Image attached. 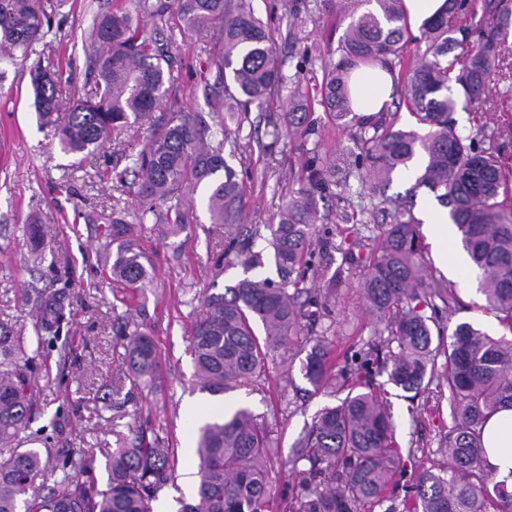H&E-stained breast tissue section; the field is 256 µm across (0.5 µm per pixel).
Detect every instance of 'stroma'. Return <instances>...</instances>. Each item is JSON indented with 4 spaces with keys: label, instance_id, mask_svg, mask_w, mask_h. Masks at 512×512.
I'll return each mask as SVG.
<instances>
[{
    "label": "stroma",
    "instance_id": "stroma-1",
    "mask_svg": "<svg viewBox=\"0 0 512 512\" xmlns=\"http://www.w3.org/2000/svg\"><path fill=\"white\" fill-rule=\"evenodd\" d=\"M135 9L137 0H63L50 9L49 27L36 52L5 65L0 77V320L22 334H30L34 318L22 302L31 279L28 246L17 227L29 215L39 214L46 241L53 249L54 266L43 267L44 282L66 293V319L57 340L41 349L35 359V389L42 412L33 429L52 438L54 454L96 451L94 475L99 487L108 482L104 449L126 444L132 426L142 427L147 437H160L174 448L176 478L160 492V500L176 499L186 482L194 480L198 460L187 452L195 445V424L184 412L187 400L196 398L209 407L243 405L266 415L273 444L278 451L272 477L277 493L290 492L291 446L310 423L313 414L327 404L326 396L309 394V385L294 362L301 342L279 351L267 371L268 382L243 384L213 396L201 391L195 374L191 337L202 314L203 296L212 286L234 284L243 276L235 256L223 249L207 252L205 238L212 226L206 212L187 232L161 240L151 225L140 228L137 240L156 270L144 296L121 304L118 288L105 280L100 254L105 245L95 225L84 223L80 212L92 206H111L112 168H125L147 137L146 127L134 126L112 137L100 154L73 167L61 152L57 134L41 125L31 105L30 71L35 66L61 68L68 80L62 91L67 99L84 97L93 82L86 71L84 47L94 16L111 12L116 2ZM312 12L296 39L287 36L280 0H254L268 23L275 50L285 74L299 75L314 108L306 122L283 134L274 151L243 155L236 170L248 189L247 209L253 224H273L282 203L298 188L301 170L310 157L342 160L357 153L349 135L338 130L318 106L327 52L336 48L346 29L344 17L363 13L365 0H337L335 16H327L315 0H306ZM161 39H173L179 57L177 80L168 97L172 108L188 107L204 113L209 122L222 120L223 93L212 64L218 46L209 33H183L176 21L160 31ZM349 191L331 187L320 199L316 240L326 246L325 274L316 285L325 288L336 279V294L329 311L321 315L314 335L327 337L337 348L368 340L371 324L364 315L359 279L343 254L354 245L337 229L352 225L354 208ZM461 299L454 322H470L488 333L504 332L495 314L484 308L475 286L464 277L452 278ZM133 318L149 333L161 355L163 370L148 388L122 381V353L118 343L119 317ZM402 445H415L416 453L404 458L402 484H410L419 470L439 459L438 440L451 424L448 409L431 411L412 419L399 390L386 395Z\"/></svg>",
    "mask_w": 512,
    "mask_h": 512
}]
</instances>
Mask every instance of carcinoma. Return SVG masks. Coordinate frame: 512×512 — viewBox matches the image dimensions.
<instances>
[{"label":"carcinoma","mask_w":512,"mask_h":512,"mask_svg":"<svg viewBox=\"0 0 512 512\" xmlns=\"http://www.w3.org/2000/svg\"><path fill=\"white\" fill-rule=\"evenodd\" d=\"M376 8L351 17L336 47L339 59L324 67L318 104L360 145L344 161L341 182L354 177L358 196L392 213L374 251L345 260L364 270L362 301L372 337L343 356L329 340L309 341L300 372L313 388L335 402L319 409L291 447V473L298 477L291 500L272 485L275 448L263 416L248 408L212 416L198 429V482L179 512H364L394 496L403 456L394 415L384 402L387 384L419 395L435 386L448 393L451 426L439 447L446 461L423 469L413 490L388 512H512V489L497 480L482 457L481 429L501 405L512 406V163L505 142L512 122H490L489 112L512 110V0H481V19L464 0H445L425 21L419 35L410 31L403 0H364ZM175 10L183 31L211 29L222 41L214 61L224 85V122L210 124L192 110L161 111L174 80V59L167 47L148 37L140 16L164 26ZM289 29L301 18L296 0H282ZM44 0H0V64L26 56L44 37ZM415 53L405 58L409 44ZM274 39L253 7V0H138L136 14L118 7L94 19L86 67L96 82L79 100L57 90L59 76L38 65L30 73L34 107L40 122L67 119L59 129L61 151L81 164L132 124L157 129L132 156L129 170L115 173L123 191L139 202L138 224H154L161 239L179 236L205 208L210 223L224 230V248L242 257L244 277L222 292L204 296L203 313L191 339L201 389L221 395L242 380L257 381L269 361L294 342L328 310L331 291L305 287L322 275L316 261L314 224L317 195L336 184V164L324 161L306 169L307 177L279 211L276 224L243 226L247 187L228 158L251 149L241 144L243 119L255 106L271 112L283 94L293 99L257 142L264 152L282 132L300 126L308 102L300 81L279 65ZM390 71L399 95L420 129L404 130L383 115L363 118L352 112L348 73L359 64ZM480 114L477 129H457L452 117L454 91ZM231 147L225 152V147ZM418 156L425 159L417 184L449 207V219L472 265L480 271L479 292L507 333L493 337L469 322L447 334L459 305L456 288L435 285L424 258L420 220L407 201L385 189L395 172ZM133 175L127 181V174ZM87 224L104 225L116 244L105 259L107 277L140 293L155 271L131 235L127 213L82 215ZM38 270L47 251L38 215L21 226ZM272 255L281 280L274 283L253 271ZM26 303L36 313L33 335L26 338L0 322V512H153V502L173 478L175 449L159 437L135 431L131 445L107 455V487L91 473L94 456L82 453L51 461L30 447L47 439L28 433L39 414L33 362L63 320L61 295L31 286ZM122 364L133 385L153 383L160 370L154 340L139 327L124 334ZM344 397H339V394ZM304 468H299V465ZM41 479L34 488L35 479Z\"/></svg>","instance_id":"carcinoma-1"}]
</instances>
